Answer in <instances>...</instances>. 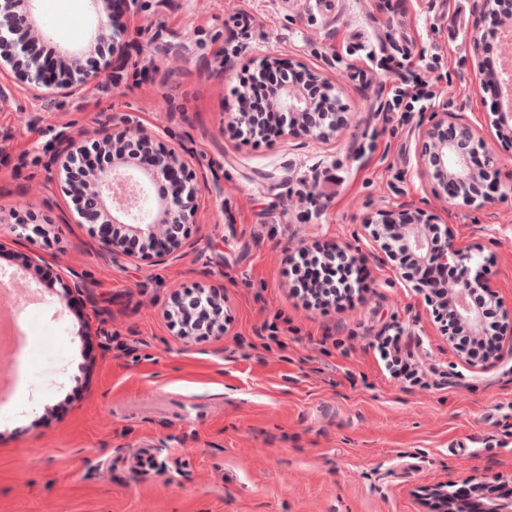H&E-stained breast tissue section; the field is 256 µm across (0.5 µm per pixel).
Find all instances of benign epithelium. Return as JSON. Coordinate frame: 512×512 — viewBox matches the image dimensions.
<instances>
[{
    "label": "benign epithelium",
    "instance_id": "1",
    "mask_svg": "<svg viewBox=\"0 0 512 512\" xmlns=\"http://www.w3.org/2000/svg\"><path fill=\"white\" fill-rule=\"evenodd\" d=\"M96 13L88 41L98 42L112 37L110 25L99 9V0H89ZM6 13L15 20V25L0 27V76L13 75L16 79L39 92L48 90L63 97L75 95L82 85L107 76L106 70L92 71L82 65L84 47L74 45L58 46V53L71 72L67 78L55 74L53 65L29 53L26 42L15 37L18 27L36 28L35 0H0V13ZM280 112L287 118L281 133L289 135L297 129L304 130L310 138L327 141L336 137L346 124L342 112L311 111L310 100L293 85L282 87L278 100ZM104 136L101 144L118 146L129 139L148 141L154 131L128 117L110 116L101 122ZM454 130L459 137L472 144L477 138L476 129L463 121L455 112H433L431 120L418 127L420 147L417 153V168L434 194L442 195L451 205L461 204L475 210H482L494 199L482 192L483 182L472 164L473 154L462 150L454 138L439 136L443 128ZM61 149L57 155L59 169L65 175V182L73 183L81 178L79 172L82 154L86 146L71 135L60 140ZM177 182V190L171 196L152 197L149 190L162 180ZM93 185L91 208H79L78 214L86 219H96L102 214L105 223L94 230L98 251L114 257L123 256L130 260L141 258L164 262L186 245L185 238L166 232L185 224L199 223L198 198L204 183L185 174V165L175 159L172 151L155 153L147 163L135 164L118 159L108 167L97 168L91 176ZM404 210L390 211L374 222L367 220L360 224L371 238L380 243L388 259L393 255L387 248V239L396 233L407 248L415 253L421 266L429 264H454L460 271V280L448 286V312L452 320L469 327L476 336L487 334L488 326L482 311L469 304L468 296L480 290L495 305H502L495 285L484 266L472 263L473 246H460L451 231L445 229L441 238L432 237L431 230L440 228L433 220L424 217L419 208H414L415 219L403 221ZM121 229L142 241L140 251L129 252L123 245V238L116 233ZM60 285V301L69 304L72 293L83 288L77 281L57 279ZM435 512H463L468 503L453 498V493L444 488L431 491Z\"/></svg>",
    "mask_w": 512,
    "mask_h": 512
}]
</instances>
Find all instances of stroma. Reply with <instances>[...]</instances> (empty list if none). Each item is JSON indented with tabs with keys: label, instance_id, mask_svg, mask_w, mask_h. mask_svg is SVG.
<instances>
[{
	"label": "stroma",
	"instance_id": "obj_1",
	"mask_svg": "<svg viewBox=\"0 0 512 512\" xmlns=\"http://www.w3.org/2000/svg\"><path fill=\"white\" fill-rule=\"evenodd\" d=\"M118 0L122 66L77 95H39L0 80V271L31 287L63 274L84 282L70 306L48 295L15 299L34 326L25 409L0 415V512H431L426 490L463 482L512 487V359L485 372L462 365L424 296L408 288L363 219L420 207L478 246L512 324V132L490 125L496 96L480 85L470 37L487 28L468 0L465 28H426L427 0L403 21L376 0ZM51 45L76 43L87 0H38ZM391 35L418 53L447 56L431 77L442 107L479 130L499 177L485 211L449 206L417 171L415 125L387 119L377 95L397 82L351 74L363 45ZM279 60L332 80L347 110L335 139L294 133L257 146L225 122L241 66ZM136 117L153 148L175 150L206 188L187 247L165 263L96 253L54 171L60 134L100 139L104 115ZM334 174L333 194L301 200L306 183ZM47 236L13 239L19 216ZM327 244L362 261L371 285L338 312L290 294L286 260ZM224 297V332L195 341L167 316L174 294ZM294 327L284 346L256 336L277 317ZM417 338L427 384L384 374L368 344L386 325Z\"/></svg>",
	"mask_w": 512,
	"mask_h": 512
}]
</instances>
